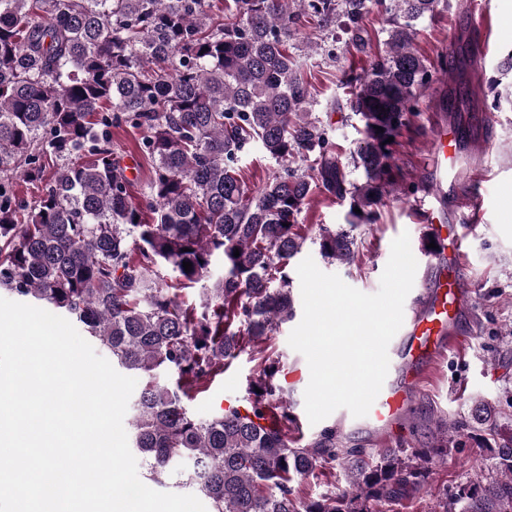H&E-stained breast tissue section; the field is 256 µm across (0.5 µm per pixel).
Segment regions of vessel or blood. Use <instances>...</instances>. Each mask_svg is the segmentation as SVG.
<instances>
[{
    "label": "vessel or blood",
    "instance_id": "b4317fda",
    "mask_svg": "<svg viewBox=\"0 0 512 512\" xmlns=\"http://www.w3.org/2000/svg\"><path fill=\"white\" fill-rule=\"evenodd\" d=\"M430 158L431 169L439 182L454 185L459 149L456 135L448 126H436ZM428 222L440 247L434 260L436 264L448 265L449 270L428 283L426 298L421 308L413 314L410 324L412 341L403 355L406 384L384 382L369 410L370 419L383 427L390 426L403 413L408 401L407 385L417 378L415 366L418 361L425 357H445L460 345L459 340L451 336L450 329L460 315L466 296L460 274L455 268L465 249V235L456 226L445 223L437 212H429Z\"/></svg>",
    "mask_w": 512,
    "mask_h": 512
}]
</instances>
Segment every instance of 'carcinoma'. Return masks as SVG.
Returning <instances> with one entry per match:
<instances>
[{"mask_svg":"<svg viewBox=\"0 0 512 512\" xmlns=\"http://www.w3.org/2000/svg\"><path fill=\"white\" fill-rule=\"evenodd\" d=\"M447 4L224 0L216 15L206 0H0V293L78 324L140 378L130 430L145 480L184 475L210 512H388L427 494L434 459L485 432L493 443L480 450L492 464L434 512H512V414L491 403L473 404L451 427L436 422L429 448L400 439L344 448L334 425L301 446L269 356L246 403L206 419L185 403L294 317L289 264L306 242L300 217L315 192L348 203L347 223L320 226L313 243L322 258L349 264L385 196L422 188L396 164L395 138L421 115L426 90L448 96L447 56L432 61L416 47L420 24ZM374 10L385 54L344 72L345 98L331 104L360 123L344 161L313 115L308 74L319 63L300 62L288 41L310 24L308 51L338 30L361 50ZM498 86L481 89L484 110L512 106V91ZM122 124L142 132L151 162L139 203L112 150ZM253 147L278 165L257 190L239 169ZM16 179L41 186L24 199ZM198 284L199 303L180 300ZM161 372L175 382L160 383ZM338 463L346 489L298 496L296 477Z\"/></svg>","mask_w":512,"mask_h":512,"instance_id":"cac0c4a2","label":"carcinoma"}]
</instances>
